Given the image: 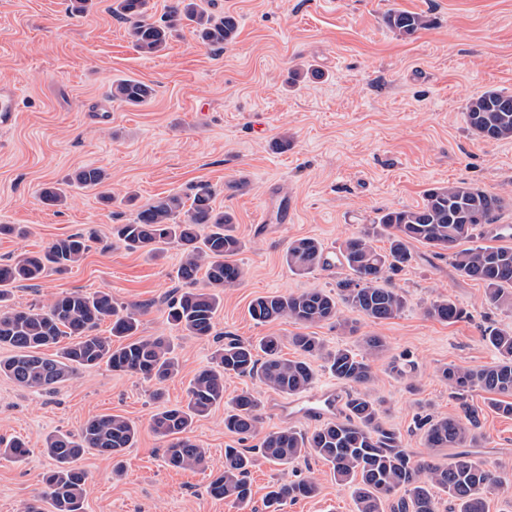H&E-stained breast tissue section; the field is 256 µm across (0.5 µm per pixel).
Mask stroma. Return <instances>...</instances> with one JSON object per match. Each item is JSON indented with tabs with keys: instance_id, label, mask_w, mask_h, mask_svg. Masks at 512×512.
<instances>
[{
	"instance_id": "stroma-1",
	"label": "stroma",
	"mask_w": 512,
	"mask_h": 512,
	"mask_svg": "<svg viewBox=\"0 0 512 512\" xmlns=\"http://www.w3.org/2000/svg\"><path fill=\"white\" fill-rule=\"evenodd\" d=\"M69 4L0 0V90H11L15 109L12 122L0 126V225L15 228L0 235V264L71 234L90 237L81 261L15 284L11 302L26 308L74 291L110 293L117 304L141 306L140 335L168 338L181 367L161 384L104 366L82 369L50 393L0 375V438L21 439L30 450L20 461L0 456V512H24L40 494L41 477L54 466L43 452L47 436L78 433L104 414L131 419L139 434L121 461L92 451L80 459L88 474L84 512H265L273 484L306 476L317 480L319 494L286 501L281 512H355L350 489L315 459L296 467L256 459L249 504L212 498L207 485L224 468L225 448L239 445L224 430L223 406L191 432L207 451L206 466L174 469L165 462L167 440L148 426L159 402L153 393L184 403L194 374L225 340L273 335L286 357L295 356L290 338L299 325L256 323L251 301L332 291L345 271L291 272L283 255L292 239L317 238L336 256L381 210L416 207L428 190L458 182L505 198L498 221L512 225V140L483 141L466 121L472 98L488 90L512 94V0H212L214 13L237 17L234 41L216 50L186 28L152 56L134 47L112 0H91L80 15ZM393 9L423 14L429 24L398 36L383 22ZM126 78L152 84V100H113V82ZM282 136L288 146L279 150ZM83 167L106 171L111 202L74 185L62 205L42 203L43 186L66 183ZM199 181L209 182L217 207L235 217L246 278L225 291L215 335L187 338L165 313L179 286L181 248L166 245L157 257L132 252L113 238L112 227ZM412 252L393 279L406 298L395 318L375 323L356 314L354 333L330 323L312 333L331 349L358 346L366 336L384 339L387 351L372 364L383 422L414 458L452 462L455 449L424 447L416 416H452L466 405L478 413L485 436L473 456L512 473V418L496 414L484 390L453 397L440 374L449 364H492L496 353L483 330H512V311L487 307L483 284L459 276L448 258L419 243ZM440 295L464 310L463 320L426 316V305ZM408 361L412 378L391 368ZM245 389L263 403L264 429L282 427L273 413L282 393L247 376L225 377V399Z\"/></svg>"
}]
</instances>
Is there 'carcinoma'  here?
Instances as JSON below:
<instances>
[{
  "label": "carcinoma",
  "mask_w": 512,
  "mask_h": 512,
  "mask_svg": "<svg viewBox=\"0 0 512 512\" xmlns=\"http://www.w3.org/2000/svg\"><path fill=\"white\" fill-rule=\"evenodd\" d=\"M149 0H115L113 13L129 24L135 47L145 55L161 51L172 36L190 26L205 44L219 49L232 41L238 20L231 13L214 14L204 0H173L158 21L148 17ZM384 22L399 36H409L428 26L420 13L396 10ZM155 89L137 79H123L112 85V99L138 106L148 103ZM467 124L484 141L512 139V94L486 91L469 101ZM74 182L82 188L100 189L106 174L100 168H81ZM214 189L199 181L191 193L158 197L140 207L127 224L112 227V235L126 249L161 252V245L176 242L184 248V261L177 278L188 285L167 302V319L185 336L214 335L215 317L224 290L239 286L245 269L234 260L242 244L233 233V216L214 206ZM504 200L501 196L466 183H450L427 191L422 205L406 209H384L376 229L361 230L347 237L339 247V265L348 274L337 280V292L311 288L300 293L270 294L255 298L249 305L251 318L258 323L291 321L304 328L333 322L342 330L354 331L341 308L373 322L396 317L405 306L402 293L389 285L391 274L412 261L411 247L420 243L436 254L448 255L456 272L478 281L485 288V302L494 308L512 310V247L477 245L459 248L463 242L484 235L488 224L497 222ZM387 235L389 247L381 252L373 245L377 231ZM88 248L83 234L54 240L43 252L24 253L14 262L0 265V347L12 354L0 359V374L32 391L47 392L69 379L81 368L102 364L114 372L137 375L159 383L179 373L180 362L174 346L162 336H140V307H119L106 292H70L46 307L17 309L11 304V286L40 279L49 270L63 272L84 256ZM288 268L308 274L330 266L323 244L312 237L288 243ZM202 286H197L199 273ZM425 314L440 322L454 323L465 315L448 298L431 301ZM112 323L111 335L95 333L104 320ZM483 336L497 355V361L478 369L450 364L441 370L451 393L479 388L497 395L491 400L496 413L512 417V330L489 326ZM129 339L112 344V338ZM299 357L281 355V340L264 336L257 342L238 339L217 350L213 365L200 369L190 382L183 405H162L149 418V427L160 437L171 439L167 464L180 469L205 466V449L189 433L194 419L207 415L224 402V376L249 375L269 389L296 395L315 381L317 370L311 359L336 380L350 386L345 402L346 416L312 432L292 427L262 429V402L243 391L224 411V429L241 440L258 439L257 449L269 461L288 464L311 458L332 466L338 484L352 489L356 512H385L389 497L404 492L392 505L393 512H440L435 490L448 494L458 509L448 512H487L486 498L507 484L506 477L474 460L469 453L458 454L446 466L416 459L394 430L381 423V401L374 397L372 358L385 344L377 336L363 341V352L350 348H326L323 341L307 333L290 339ZM60 345L53 357L43 350ZM422 439L427 448H474L482 440L478 414L462 406L456 416L420 419ZM137 425L121 415H102L87 420L78 435L59 434L46 439L45 450L55 468L43 475L44 490L38 500L50 512H82L87 473L76 461L87 451L118 457L133 447ZM253 458L248 451L224 449V471L214 477L208 493L215 499L232 498L246 504L252 499L248 480ZM318 483L305 477L288 484H275L265 499L267 512H280L284 501L311 497Z\"/></svg>",
  "instance_id": "carcinoma-1"
}]
</instances>
